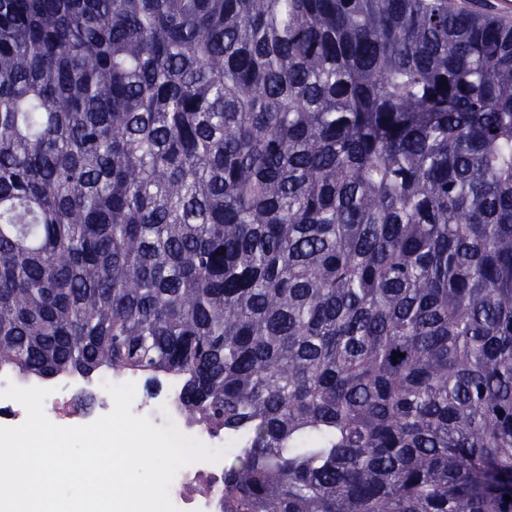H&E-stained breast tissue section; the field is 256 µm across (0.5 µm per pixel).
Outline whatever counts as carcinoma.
<instances>
[{
    "mask_svg": "<svg viewBox=\"0 0 512 512\" xmlns=\"http://www.w3.org/2000/svg\"><path fill=\"white\" fill-rule=\"evenodd\" d=\"M6 367L179 379L224 512H512V25L0 0Z\"/></svg>",
    "mask_w": 512,
    "mask_h": 512,
    "instance_id": "cac0c4a2",
    "label": "carcinoma"
}]
</instances>
